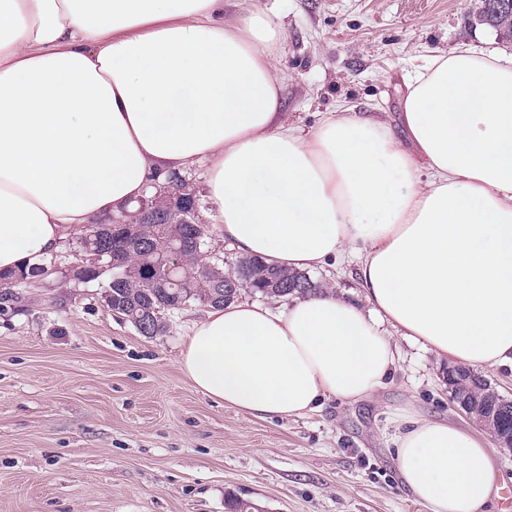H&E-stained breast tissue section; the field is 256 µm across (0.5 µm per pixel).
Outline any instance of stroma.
<instances>
[{
  "mask_svg": "<svg viewBox=\"0 0 512 512\" xmlns=\"http://www.w3.org/2000/svg\"><path fill=\"white\" fill-rule=\"evenodd\" d=\"M282 32L283 116L305 131L330 112L370 113L396 136L422 56L466 48L512 60L479 24L478 0H258ZM362 300L348 257L310 271ZM105 279L59 272L0 301V512H429L402 486L392 438L405 410L471 429L505 482L488 512H512V450L453 405L447 360L399 343L394 380L368 400L258 419L196 390L180 368L196 306L140 334L103 301Z\"/></svg>",
  "mask_w": 512,
  "mask_h": 512,
  "instance_id": "stroma-1",
  "label": "stroma"
}]
</instances>
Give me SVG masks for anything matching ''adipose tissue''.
I'll use <instances>...</instances> for the list:
<instances>
[{
    "mask_svg": "<svg viewBox=\"0 0 512 512\" xmlns=\"http://www.w3.org/2000/svg\"><path fill=\"white\" fill-rule=\"evenodd\" d=\"M281 41L262 8L228 21L224 0H0V273L130 208L154 172L202 164L240 254L292 270L356 255L366 300L210 309L179 353L202 394L263 419L368 399L402 339L512 368V67L428 58L403 142L359 114L306 134L281 112ZM393 443L431 512H482L500 490L493 449L459 426L414 416Z\"/></svg>",
    "mask_w": 512,
    "mask_h": 512,
    "instance_id": "ef3b65f1",
    "label": "adipose tissue"
}]
</instances>
